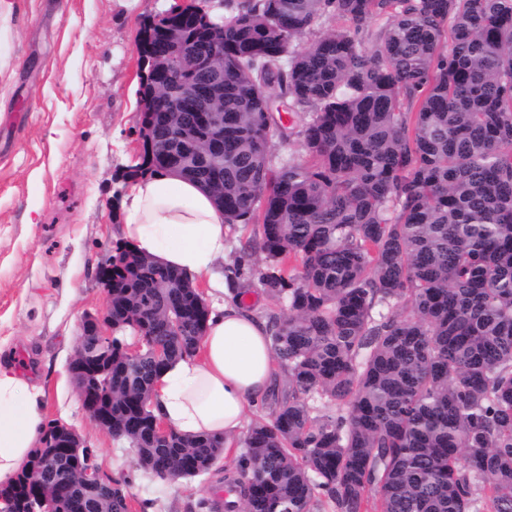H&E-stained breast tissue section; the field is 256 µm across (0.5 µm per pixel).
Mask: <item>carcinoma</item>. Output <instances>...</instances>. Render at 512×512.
<instances>
[{"label": "carcinoma", "instance_id": "obj_1", "mask_svg": "<svg viewBox=\"0 0 512 512\" xmlns=\"http://www.w3.org/2000/svg\"><path fill=\"white\" fill-rule=\"evenodd\" d=\"M143 22L142 54L222 91L224 135L197 112L136 91L143 164L209 189L229 225L258 228L245 259L288 315L266 314L288 390L248 429L224 512H512V0H225ZM184 31L175 57L166 30ZM372 45H364V37ZM223 51L210 63L211 46ZM304 114L306 159L272 166ZM167 141L160 156L151 144ZM210 304L181 273L112 246V436L138 470L210 472L224 439L155 434L148 409L168 364L192 355ZM139 334L136 360L125 330ZM166 344L158 361L150 351ZM39 461L45 486L68 479ZM23 469L0 492L28 499ZM133 478L82 512H128Z\"/></svg>", "mask_w": 512, "mask_h": 512}]
</instances>
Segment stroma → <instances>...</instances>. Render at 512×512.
Instances as JSON below:
<instances>
[{
  "instance_id": "obj_1",
  "label": "stroma",
  "mask_w": 512,
  "mask_h": 512,
  "mask_svg": "<svg viewBox=\"0 0 512 512\" xmlns=\"http://www.w3.org/2000/svg\"><path fill=\"white\" fill-rule=\"evenodd\" d=\"M170 4L0 0V344L38 379L45 421L75 428L105 473L134 475L130 512H195L242 452L176 483L137 472L132 448L89 419L62 377L82 316L105 306L95 273L124 222L114 205L139 153L140 28Z\"/></svg>"
}]
</instances>
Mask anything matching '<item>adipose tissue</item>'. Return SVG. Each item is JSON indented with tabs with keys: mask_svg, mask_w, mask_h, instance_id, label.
<instances>
[{
	"mask_svg": "<svg viewBox=\"0 0 512 512\" xmlns=\"http://www.w3.org/2000/svg\"><path fill=\"white\" fill-rule=\"evenodd\" d=\"M124 240L191 281L209 279L224 297L214 305L193 355L161 375L155 415L176 433L208 434L226 445L241 436L248 410L266 400L278 373L267 323L213 279L227 247L224 215L210 194L184 179L155 173L139 178L123 201ZM43 392L0 348V485L15 478L45 431Z\"/></svg>",
	"mask_w": 512,
	"mask_h": 512,
	"instance_id": "obj_1",
	"label": "adipose tissue"
}]
</instances>
